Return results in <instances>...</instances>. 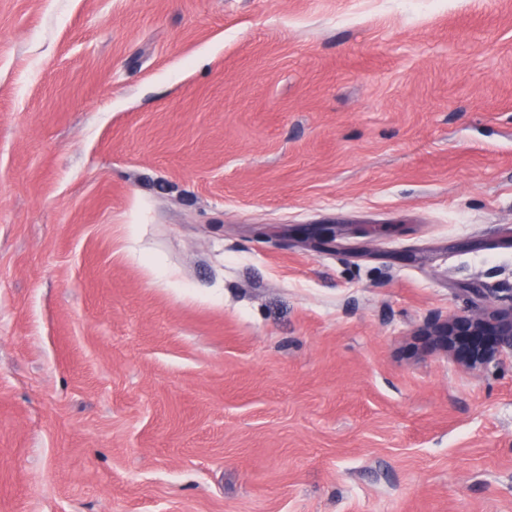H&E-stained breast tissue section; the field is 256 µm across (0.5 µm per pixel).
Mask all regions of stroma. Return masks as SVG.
<instances>
[{
  "mask_svg": "<svg viewBox=\"0 0 512 512\" xmlns=\"http://www.w3.org/2000/svg\"><path fill=\"white\" fill-rule=\"evenodd\" d=\"M511 299L512 0H0V512H512ZM422 336L433 350L469 369L485 371L512 358V299L507 306L477 316L434 319Z\"/></svg>",
  "mask_w": 512,
  "mask_h": 512,
  "instance_id": "1",
  "label": "stroma"
}]
</instances>
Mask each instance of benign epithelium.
I'll return each mask as SVG.
<instances>
[{
    "label": "benign epithelium",
    "instance_id": "1",
    "mask_svg": "<svg viewBox=\"0 0 512 512\" xmlns=\"http://www.w3.org/2000/svg\"><path fill=\"white\" fill-rule=\"evenodd\" d=\"M299 232L321 245L334 235L324 224L316 228L302 226ZM422 336L431 349L469 369L485 371L512 358V303L477 316L434 319L426 324Z\"/></svg>",
    "mask_w": 512,
    "mask_h": 512
}]
</instances>
